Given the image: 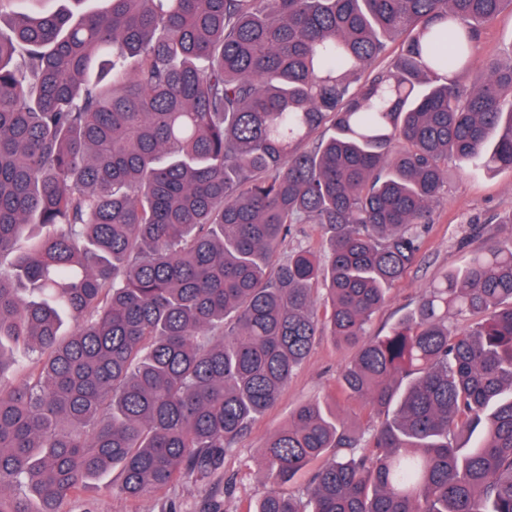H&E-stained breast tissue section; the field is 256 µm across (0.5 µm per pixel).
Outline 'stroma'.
<instances>
[{"label": "stroma", "mask_w": 512, "mask_h": 512, "mask_svg": "<svg viewBox=\"0 0 512 512\" xmlns=\"http://www.w3.org/2000/svg\"><path fill=\"white\" fill-rule=\"evenodd\" d=\"M512 51V10H504L484 26L473 54V71L464 75L471 84L491 57ZM512 171H489L471 167L448 170L443 202L437 207L432 224L422 230V248L415 265L391 289L387 302L373 315L370 335L386 334L412 311L422 294L449 272L464 264L471 253L491 240L512 236ZM353 351L318 338L306 362L291 376L277 403L265 417L239 439L223 465L207 478L189 475L159 493L129 498L112 490L111 475L89 480L67 503V512H247L268 490L258 477L257 462L269 435L287 424L292 410L318 399L336 408L356 432L370 423L355 401L337 394V379Z\"/></svg>", "instance_id": "1"}]
</instances>
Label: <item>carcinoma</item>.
I'll use <instances>...</instances> for the list:
<instances>
[{"label":"carcinoma","mask_w":512,"mask_h":512,"mask_svg":"<svg viewBox=\"0 0 512 512\" xmlns=\"http://www.w3.org/2000/svg\"><path fill=\"white\" fill-rule=\"evenodd\" d=\"M106 2L0 0V512L206 477L320 336L381 422L299 406L246 512H512V241L366 332L448 160L512 170V50L460 81L512 0ZM323 245L321 232L317 225L292 224L283 249L288 252L298 247H310L316 251H322Z\"/></svg>","instance_id":"cac0c4a2"}]
</instances>
